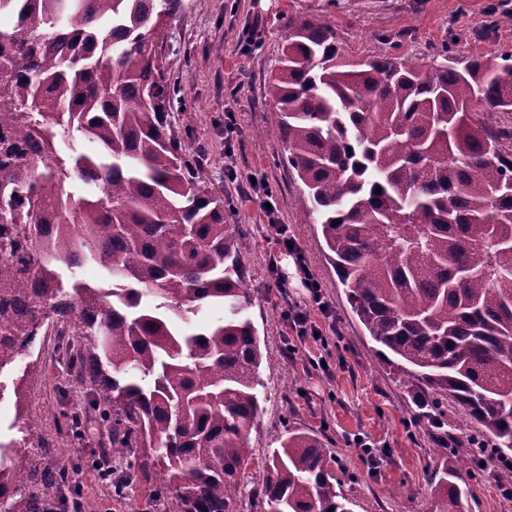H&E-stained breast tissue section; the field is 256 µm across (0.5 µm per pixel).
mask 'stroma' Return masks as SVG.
<instances>
[{"instance_id":"1","label":"stroma","mask_w":512,"mask_h":512,"mask_svg":"<svg viewBox=\"0 0 512 512\" xmlns=\"http://www.w3.org/2000/svg\"><path fill=\"white\" fill-rule=\"evenodd\" d=\"M182 11L166 20L163 38L152 44L162 57L166 80L180 102L172 124L187 150L201 157L198 176L222 195L227 223L244 235L241 260L252 304L247 311L260 337L263 363L261 411L249 434L252 461L240 476L246 488L266 476L263 464L291 430L317 437L334 459L336 489L351 512H439L442 495L436 473L460 461L458 484L467 489L463 512H512L504 497L499 467L472 460L475 431L463 410L429 391L411 394L404 376L375 354L376 344L351 313L343 288L325 258L321 227L302 201L296 175L279 164L283 143L267 128L274 121L268 81L279 72L288 22L330 24L346 53L366 58L381 51L419 60L429 57L456 32L461 59L491 51L512 53V25L492 38L473 36L489 12L512 10V0H184ZM237 127L224 133L225 113ZM265 172L276 197L281 223L295 234L306 263L333 309L332 320L311 319L328 339L327 347L299 341L283 313L305 306L308 292L295 274L292 257L278 256L261 230L267 218L247 178ZM288 277L287 290L275 286ZM58 338L37 337L28 358L37 364L28 377L25 408L43 416L54 455L73 467L69 483L79 491L82 512H156L148 488L130 480L123 495L102 485L111 468L108 432L89 410L85 380L67 373L59 361ZM323 355L327 369L310 358ZM80 417L71 433L72 417ZM370 441L378 466L364 461L357 439Z\"/></svg>"}]
</instances>
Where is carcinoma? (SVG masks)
Instances as JSON below:
<instances>
[{"label": "carcinoma", "instance_id": "cac0c4a2", "mask_svg": "<svg viewBox=\"0 0 512 512\" xmlns=\"http://www.w3.org/2000/svg\"><path fill=\"white\" fill-rule=\"evenodd\" d=\"M182 0H0V373L44 329L79 336L89 379L160 512H242L238 474L260 410V338L243 238L168 121L176 90L149 43ZM268 84L282 162L304 186L326 258L378 357L458 404L512 451V54L350 61L328 24L288 20ZM92 262L112 287L77 269ZM224 318L187 329L203 307ZM0 443V512L67 504L44 420ZM332 458L288 431L259 512H350ZM450 463L436 486L462 512Z\"/></svg>", "mask_w": 512, "mask_h": 512}]
</instances>
